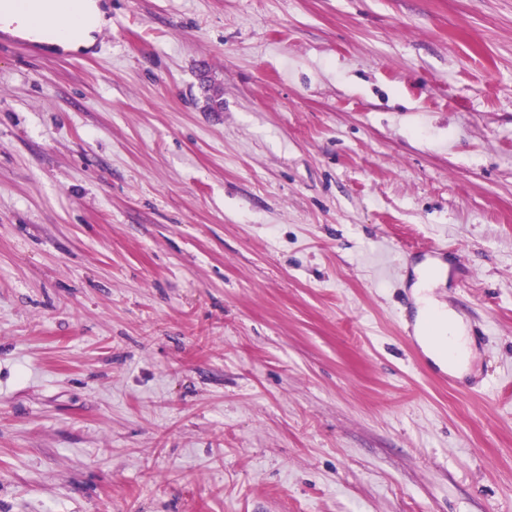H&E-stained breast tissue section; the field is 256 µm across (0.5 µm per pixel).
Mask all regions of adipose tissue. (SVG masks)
<instances>
[{
    "label": "adipose tissue",
    "instance_id": "1",
    "mask_svg": "<svg viewBox=\"0 0 512 512\" xmlns=\"http://www.w3.org/2000/svg\"><path fill=\"white\" fill-rule=\"evenodd\" d=\"M106 24L102 0H0V31L67 53H79L93 47ZM417 274L419 319L424 322L431 314H438L453 348L441 352L431 338L424 335L419 336L418 341L437 364L446 365L453 372L464 371L472 357V343L466 327L452 309L432 296L433 288L444 275L425 264L418 267Z\"/></svg>",
    "mask_w": 512,
    "mask_h": 512
}]
</instances>
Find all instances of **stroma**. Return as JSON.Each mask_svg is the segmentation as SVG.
Returning <instances> with one entry per match:
<instances>
[{
  "label": "stroma",
  "instance_id": "1",
  "mask_svg": "<svg viewBox=\"0 0 512 512\" xmlns=\"http://www.w3.org/2000/svg\"><path fill=\"white\" fill-rule=\"evenodd\" d=\"M106 6L0 31V512H512V0ZM102 1L1 0L0 31L63 52H84L108 23ZM418 280L415 285L416 299L419 306L418 319V341L425 352L441 367L448 368L449 371L462 372L470 364L472 357V343L470 336L461 318L450 308L435 300L431 295L432 288H435L439 282L444 279L443 271L436 270L427 264H422L417 268ZM436 313L440 316L445 334L450 336L453 349L448 351V355L440 351L438 346L429 336H424L421 331V325H424L428 317ZM448 364L446 363V360Z\"/></svg>",
  "mask_w": 512,
  "mask_h": 512
}]
</instances>
